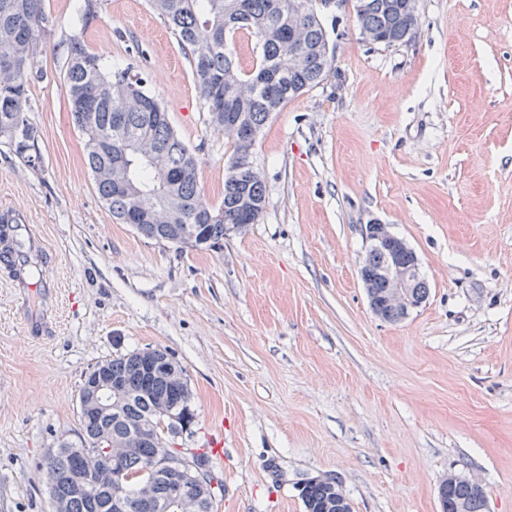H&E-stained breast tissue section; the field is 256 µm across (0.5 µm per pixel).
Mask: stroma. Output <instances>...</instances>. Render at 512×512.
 Wrapping results in <instances>:
<instances>
[{
	"label": "stroma",
	"instance_id": "1",
	"mask_svg": "<svg viewBox=\"0 0 512 512\" xmlns=\"http://www.w3.org/2000/svg\"><path fill=\"white\" fill-rule=\"evenodd\" d=\"M45 0L27 119L38 158L0 137V512H51L45 458L80 429L78 392L117 354L167 351L195 421L224 444L217 512H305L338 478L352 512H440L476 477L512 512V0H420L408 44L372 48L353 13L328 23L334 69L274 113L253 154L259 223L176 249L118 223L85 161L60 47L142 78L224 196L233 145L208 123L190 64L149 0ZM415 251L429 294L397 323L372 311L365 227Z\"/></svg>",
	"mask_w": 512,
	"mask_h": 512
}]
</instances>
